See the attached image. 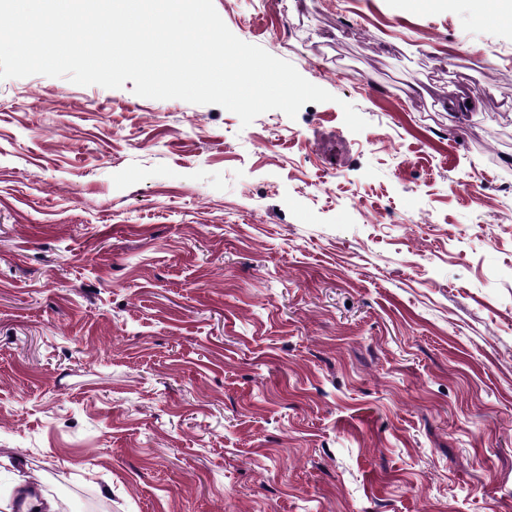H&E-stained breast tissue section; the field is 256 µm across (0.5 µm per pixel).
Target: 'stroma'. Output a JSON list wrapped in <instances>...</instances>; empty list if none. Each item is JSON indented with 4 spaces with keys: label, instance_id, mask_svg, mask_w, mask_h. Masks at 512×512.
Here are the masks:
<instances>
[{
    "label": "stroma",
    "instance_id": "obj_1",
    "mask_svg": "<svg viewBox=\"0 0 512 512\" xmlns=\"http://www.w3.org/2000/svg\"><path fill=\"white\" fill-rule=\"evenodd\" d=\"M213 2L333 101L0 80V512H512V22Z\"/></svg>",
    "mask_w": 512,
    "mask_h": 512
}]
</instances>
